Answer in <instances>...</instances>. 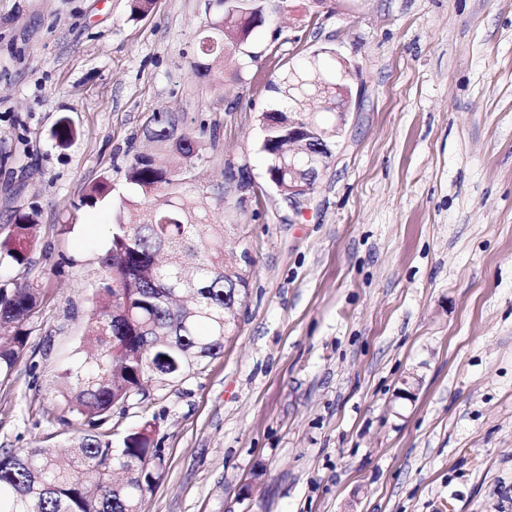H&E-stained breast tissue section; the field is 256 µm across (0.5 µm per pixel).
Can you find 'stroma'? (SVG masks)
<instances>
[{
    "mask_svg": "<svg viewBox=\"0 0 512 512\" xmlns=\"http://www.w3.org/2000/svg\"><path fill=\"white\" fill-rule=\"evenodd\" d=\"M212 16L210 0L141 17L130 0H0V226L39 212L0 288L42 297L0 381V452H62L85 428L62 373L167 110L201 146L188 183L248 286L222 355L112 417L117 441L150 422L165 457L140 512H512V0H290L255 31L258 60L205 82L191 62ZM324 47L350 62L352 99L296 216L262 115ZM64 115L78 135L60 148ZM103 179L111 195L80 205Z\"/></svg>",
    "mask_w": 512,
    "mask_h": 512,
    "instance_id": "35a3bbf8",
    "label": "stroma"
}]
</instances>
